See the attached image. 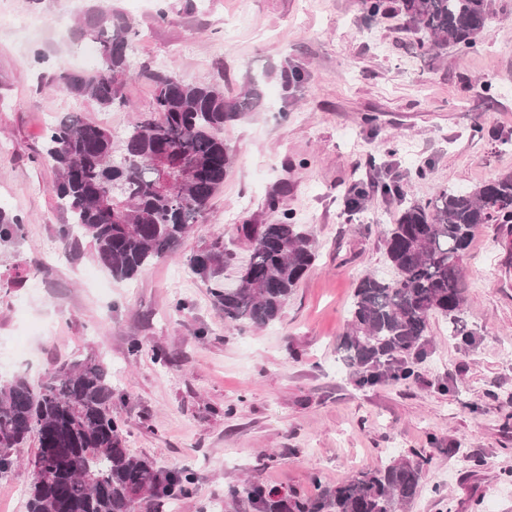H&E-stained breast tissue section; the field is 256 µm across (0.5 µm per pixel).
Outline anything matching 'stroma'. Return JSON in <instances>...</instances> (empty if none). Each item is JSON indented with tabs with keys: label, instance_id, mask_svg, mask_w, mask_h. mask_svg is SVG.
<instances>
[{
	"label": "stroma",
	"instance_id": "1",
	"mask_svg": "<svg viewBox=\"0 0 512 512\" xmlns=\"http://www.w3.org/2000/svg\"><path fill=\"white\" fill-rule=\"evenodd\" d=\"M97 2L134 22L135 64L228 97L254 86L260 106L226 123L232 167L177 256L113 279L87 242L62 243L68 217L38 155L65 113L115 132L134 118L38 84L75 57L93 60L55 26L75 24L88 0H0L1 13L41 22L29 34L0 26V208L25 224L0 242V373L38 381L55 363L101 356L130 455L195 477L189 496L142 512H256L229 487L311 496L414 452L429 464L406 512H512V236L489 224L472 241L469 342L435 316L414 377L365 387L336 351L359 279L386 268L382 225L409 202L512 171V0H491L489 28L465 56L432 49L402 15L366 18L360 0ZM295 70L301 82L283 89ZM377 183L393 194L350 211V196ZM285 209L312 231L316 262L274 324L233 327L210 282L239 279L250 253L241 225ZM217 239L235 260L216 261L211 279L190 272L188 257Z\"/></svg>",
	"mask_w": 512,
	"mask_h": 512
}]
</instances>
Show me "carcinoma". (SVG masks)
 <instances>
[{"instance_id":"1","label":"carcinoma","mask_w":512,"mask_h":512,"mask_svg":"<svg viewBox=\"0 0 512 512\" xmlns=\"http://www.w3.org/2000/svg\"><path fill=\"white\" fill-rule=\"evenodd\" d=\"M395 2L433 48L474 52L488 28L489 0ZM137 36L120 11L89 6L70 38L94 43L97 63L88 70L60 68L46 82L105 110L128 105L131 75L154 85L151 108L126 129L121 146L111 129L71 112L49 127L41 152L57 174L58 204L71 218L63 236L85 239L119 280L178 251L232 166L224 124L253 111L258 100L253 87L227 99L217 84L188 83L146 65L133 68ZM485 224L512 235V172L412 202L382 229L392 274L360 280L337 343L358 386L411 379L414 361L426 355L435 315L449 319L454 335H471L459 318L467 291L464 263ZM24 229L21 217L0 210V241L18 239ZM241 232L251 244L247 276L230 288L216 280L211 294L236 325L268 326L312 268L314 237L288 213L273 224H244ZM220 248L217 239L190 256V271L204 276L219 254L233 258ZM30 438L38 446L27 459V512H131L146 497L159 502L191 493L190 473L166 472L126 451L124 423L112 413V376L98 355L59 362L36 384L22 373L0 377V476L14 470L17 448ZM428 462L422 455L402 457L314 498L281 495L258 483L231 486L228 494L246 495L258 512H402L418 496Z\"/></svg>"}]
</instances>
